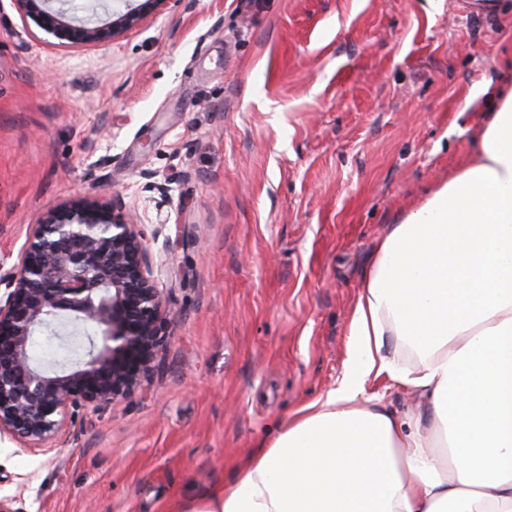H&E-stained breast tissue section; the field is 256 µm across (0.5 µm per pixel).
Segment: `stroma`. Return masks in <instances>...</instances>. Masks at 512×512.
Instances as JSON below:
<instances>
[{"label": "stroma", "instance_id": "35a3bbf8", "mask_svg": "<svg viewBox=\"0 0 512 512\" xmlns=\"http://www.w3.org/2000/svg\"><path fill=\"white\" fill-rule=\"evenodd\" d=\"M511 84L512 0H170L91 45L0 0V270L46 208L109 197L172 320L142 388L0 438V496L180 512L230 483L339 384L378 240Z\"/></svg>", "mask_w": 512, "mask_h": 512}]
</instances>
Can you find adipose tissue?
Masks as SVG:
<instances>
[{
    "label": "adipose tissue",
    "instance_id": "obj_1",
    "mask_svg": "<svg viewBox=\"0 0 512 512\" xmlns=\"http://www.w3.org/2000/svg\"><path fill=\"white\" fill-rule=\"evenodd\" d=\"M384 376L421 410L367 406ZM182 512H512V88L378 241L338 387Z\"/></svg>",
    "mask_w": 512,
    "mask_h": 512
}]
</instances>
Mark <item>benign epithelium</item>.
I'll return each mask as SVG.
<instances>
[{
    "label": "benign epithelium",
    "instance_id": "obj_1",
    "mask_svg": "<svg viewBox=\"0 0 512 512\" xmlns=\"http://www.w3.org/2000/svg\"><path fill=\"white\" fill-rule=\"evenodd\" d=\"M47 33L101 43L134 27L170 0H144L78 18L64 0H13ZM0 435L41 448L68 415L99 410L143 385L169 336L171 319L141 233L111 199L80 198L48 208L31 225L20 261L0 273ZM93 324L101 346L87 359L47 370L32 358L34 337L53 320Z\"/></svg>",
    "mask_w": 512,
    "mask_h": 512
}]
</instances>
